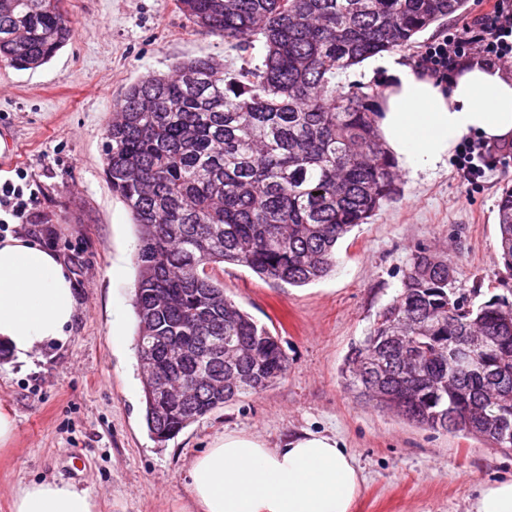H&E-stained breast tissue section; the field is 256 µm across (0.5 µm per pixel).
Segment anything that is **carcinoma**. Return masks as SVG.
<instances>
[{"mask_svg": "<svg viewBox=\"0 0 512 512\" xmlns=\"http://www.w3.org/2000/svg\"><path fill=\"white\" fill-rule=\"evenodd\" d=\"M468 0H176L195 26L263 60L231 77L211 58L128 86L104 130L103 173L138 233L133 308L137 357L154 351L143 382L146 427L163 443L214 409L259 395L288 359L278 338L224 295V263L303 286L336 266V246L397 191L398 173L370 102L374 86L336 75L382 52L405 50ZM61 0H0V64L49 61L72 38ZM498 252L512 276V185L497 202ZM457 262L419 247L401 288L341 375L362 403L416 425L485 441L512 424V300L475 304L456 286ZM484 338L480 365L462 361ZM194 342L182 368L167 350ZM200 379L183 403L159 390L186 372Z\"/></svg>", "mask_w": 512, "mask_h": 512, "instance_id": "obj_1", "label": "carcinoma"}]
</instances>
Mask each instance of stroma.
<instances>
[{
    "label": "stroma",
    "mask_w": 512,
    "mask_h": 512,
    "mask_svg": "<svg viewBox=\"0 0 512 512\" xmlns=\"http://www.w3.org/2000/svg\"><path fill=\"white\" fill-rule=\"evenodd\" d=\"M469 0L465 19L449 18L399 51L416 64L425 49L492 10ZM72 40L34 69L0 67V132L12 152L0 181L19 180L32 199L28 220L0 238L37 237L68 264L78 315L65 345L42 350L33 366L0 353V407L17 432L0 451V512H10L23 482L75 478L97 512H191L190 466L216 437L253 433L270 446L306 432L336 436L365 477L352 512H468L480 484L512 478V454L460 435L424 429L363 406L340 377L348 351L369 332L401 286L420 246L459 260V285L474 303L503 293L497 261V201L512 184V160L489 167L479 183L455 166L416 178L369 223L339 244L337 266L318 282L292 287L233 264L217 269L226 296L278 336L288 371L257 396L224 404L166 443L144 422L132 295L136 228L103 174V133L115 100L151 72L187 57L225 68L261 63L260 48L229 49L193 26L174 0H63Z\"/></svg>",
    "instance_id": "35a3bbf8"
}]
</instances>
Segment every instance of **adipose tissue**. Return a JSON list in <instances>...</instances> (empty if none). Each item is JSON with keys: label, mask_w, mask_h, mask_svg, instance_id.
I'll use <instances>...</instances> for the list:
<instances>
[{"label": "adipose tissue", "mask_w": 512, "mask_h": 512, "mask_svg": "<svg viewBox=\"0 0 512 512\" xmlns=\"http://www.w3.org/2000/svg\"><path fill=\"white\" fill-rule=\"evenodd\" d=\"M376 117L396 166L410 175L445 165L466 137L512 138V78L482 64L448 79L387 59ZM77 299L58 254L31 237L0 239V345L26 362L70 334ZM194 512H351L364 482L335 437L304 432L268 447L248 433L214 440L193 461ZM12 512H95L89 494L62 479L22 483Z\"/></svg>", "instance_id": "obj_1"}]
</instances>
